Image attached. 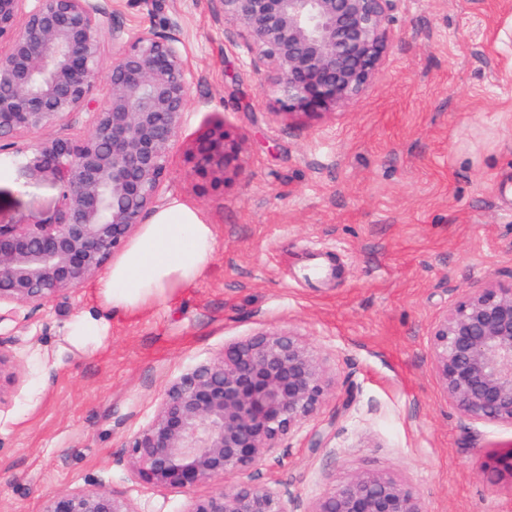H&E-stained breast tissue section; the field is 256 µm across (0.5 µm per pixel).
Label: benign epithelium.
<instances>
[{"label":"benign epithelium","mask_w":512,"mask_h":512,"mask_svg":"<svg viewBox=\"0 0 512 512\" xmlns=\"http://www.w3.org/2000/svg\"><path fill=\"white\" fill-rule=\"evenodd\" d=\"M284 113L311 114L359 98L391 44L395 0H214ZM112 38L108 89L93 97ZM0 160L59 186L55 221L0 224V303L40 308L102 272L162 202L187 110L192 67L181 38L133 34L101 0H0ZM87 115L80 138L43 136ZM240 141L215 124L189 148L192 173L213 186L239 170ZM432 363L446 399L473 421L512 424V283L489 280L435 322ZM13 341L0 337V395L16 383ZM331 387L300 335L261 331L174 378L154 419L124 445L129 466L164 490L240 480L185 512H299L287 487L261 482L259 463L320 411ZM486 478L512 482V448ZM43 512H135L122 493H55ZM307 512H425L389 477L331 485Z\"/></svg>","instance_id":"7a95c632"}]
</instances>
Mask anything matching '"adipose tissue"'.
<instances>
[{
    "mask_svg": "<svg viewBox=\"0 0 512 512\" xmlns=\"http://www.w3.org/2000/svg\"><path fill=\"white\" fill-rule=\"evenodd\" d=\"M213 247L212 228L197 210L180 203L159 209L100 279L103 306L134 311L192 284Z\"/></svg>",
    "mask_w": 512,
    "mask_h": 512,
    "instance_id": "adipose-tissue-1",
    "label": "adipose tissue"
}]
</instances>
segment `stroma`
<instances>
[{"instance_id": "stroma-1", "label": "stroma", "mask_w": 512, "mask_h": 512, "mask_svg": "<svg viewBox=\"0 0 512 512\" xmlns=\"http://www.w3.org/2000/svg\"><path fill=\"white\" fill-rule=\"evenodd\" d=\"M133 33L177 24L190 99L163 196L199 210L214 253L199 278L114 313L88 280L0 321L18 383L0 401V512L102 485L136 512H185L217 479L156 489L125 462L169 382L259 331L291 330L332 381L316 418L259 467L303 512L330 486L388 476L425 512H512V483L483 474L512 425L474 422L446 400L434 323L463 293L512 282V0H396L382 71L353 103L277 114L212 0H112ZM223 122L243 139L222 186L193 177L187 150ZM59 188L0 169V224L52 221ZM326 448L308 450L317 429Z\"/></svg>"}]
</instances>
